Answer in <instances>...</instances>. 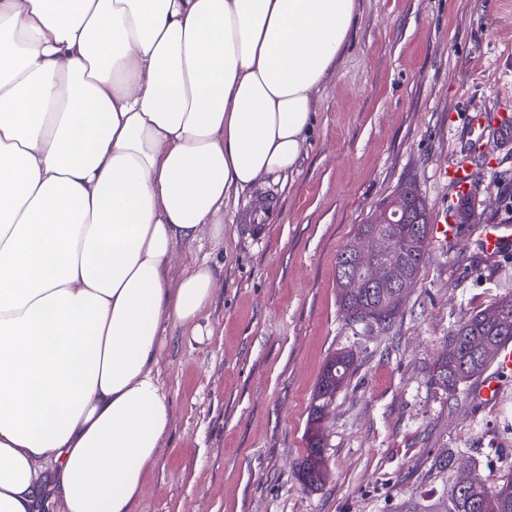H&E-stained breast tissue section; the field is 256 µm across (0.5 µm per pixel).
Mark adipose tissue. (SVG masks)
Returning a JSON list of instances; mask_svg holds the SVG:
<instances>
[{"instance_id":"obj_1","label":"adipose tissue","mask_w":512,"mask_h":512,"mask_svg":"<svg viewBox=\"0 0 512 512\" xmlns=\"http://www.w3.org/2000/svg\"><path fill=\"white\" fill-rule=\"evenodd\" d=\"M358 0H0V512H135L176 244L296 171Z\"/></svg>"}]
</instances>
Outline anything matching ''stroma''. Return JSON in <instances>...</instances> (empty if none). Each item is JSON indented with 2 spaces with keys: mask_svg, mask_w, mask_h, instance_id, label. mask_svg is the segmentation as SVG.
Listing matches in <instances>:
<instances>
[{
  "mask_svg": "<svg viewBox=\"0 0 512 512\" xmlns=\"http://www.w3.org/2000/svg\"><path fill=\"white\" fill-rule=\"evenodd\" d=\"M482 114L486 126L472 123ZM512 0H359L352 37L321 85L303 161L265 227L242 202L224 237L183 246L222 283L201 335L164 324L161 381L173 423L137 512H449L458 467L486 486L512 471V375L502 405L472 386L431 381L448 335L512 293V251L486 254L467 234L432 246L417 288L388 331L346 320L336 257L358 227L414 183L430 213L452 189L444 166L479 144L471 195L485 223L512 224ZM355 351L357 369L321 423L326 483L304 487L312 392L325 360Z\"/></svg>",
  "mask_w": 512,
  "mask_h": 512,
  "instance_id": "1",
  "label": "stroma"
}]
</instances>
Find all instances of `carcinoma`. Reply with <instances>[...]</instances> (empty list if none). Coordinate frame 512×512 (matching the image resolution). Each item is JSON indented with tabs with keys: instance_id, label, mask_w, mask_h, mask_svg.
<instances>
[{
	"instance_id": "obj_1",
	"label": "carcinoma",
	"mask_w": 512,
	"mask_h": 512,
	"mask_svg": "<svg viewBox=\"0 0 512 512\" xmlns=\"http://www.w3.org/2000/svg\"><path fill=\"white\" fill-rule=\"evenodd\" d=\"M413 198L415 206L409 222L400 225L398 239L403 275L411 279L410 289L401 293L391 288L378 290L365 285L352 288L350 281L344 278V265L348 261L346 254L350 247L343 248L336 258L338 302L354 322L382 331L390 329L411 289L421 279L432 238L433 221L418 191H413ZM362 306L373 309L372 318L365 320L355 315ZM509 340L512 341V295L475 313L451 331L449 351L435 362L431 381L449 391L466 384L484 371L499 345ZM353 371L354 354L349 351L335 353L323 368L310 405L306 455L298 468V477L307 487L322 484L326 476L325 466L316 463L323 453L319 430L321 409L332 401ZM450 512H512V474L503 477L501 483L494 487L456 480Z\"/></svg>"
}]
</instances>
